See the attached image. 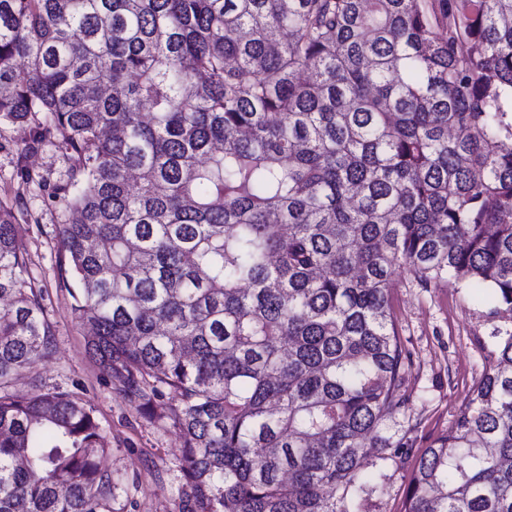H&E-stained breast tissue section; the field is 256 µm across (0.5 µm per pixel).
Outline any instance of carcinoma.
Masks as SVG:
<instances>
[{"label":"carcinoma","instance_id":"cac0c4a2","mask_svg":"<svg viewBox=\"0 0 512 512\" xmlns=\"http://www.w3.org/2000/svg\"><path fill=\"white\" fill-rule=\"evenodd\" d=\"M0 121L58 141L89 352L180 433V512H364L407 454L394 261L512 310V0H0ZM0 204V512H109ZM376 449L373 470L365 469ZM404 512H512V331Z\"/></svg>","mask_w":512,"mask_h":512}]
</instances>
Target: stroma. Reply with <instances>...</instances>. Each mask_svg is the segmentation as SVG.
I'll return each instance as SVG.
<instances>
[{"mask_svg":"<svg viewBox=\"0 0 512 512\" xmlns=\"http://www.w3.org/2000/svg\"><path fill=\"white\" fill-rule=\"evenodd\" d=\"M26 127L0 122V202L22 196L29 214L18 236L27 258L25 280L42 295L43 316L53 332V347L37 364L19 373L12 389L35 386L71 390L89 404L110 448L107 465L123 475L124 485L111 501L112 512H178L180 435L168 422L141 414L134 403L87 353L86 336L71 309L75 281L66 271L58 244L59 225L72 213L52 193L69 176L64 149L45 143L35 154L23 151ZM29 168L31 182L19 172ZM388 300L399 338L410 354L400 391L410 402L399 413L410 424L411 452L386 470L385 490L370 496L365 512H403L414 466L424 448L448 432L458 408L469 401L499 332L512 330V314L473 291L443 285L422 288L402 269L391 276Z\"/></svg>","mask_w":512,"mask_h":512,"instance_id":"obj_1","label":"stroma"}]
</instances>
